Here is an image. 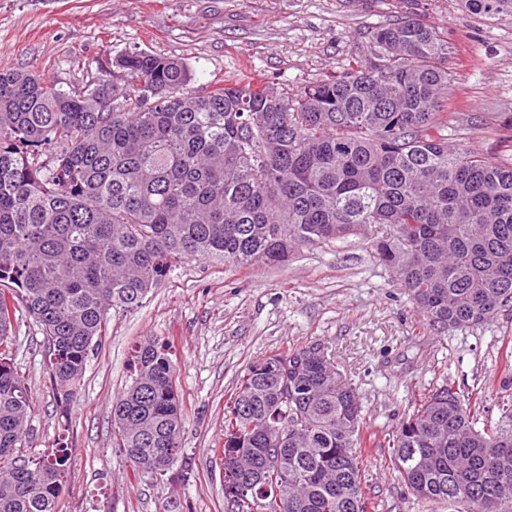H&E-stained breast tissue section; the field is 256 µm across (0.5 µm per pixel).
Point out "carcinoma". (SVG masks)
Here are the masks:
<instances>
[{"label": "carcinoma", "instance_id": "1", "mask_svg": "<svg viewBox=\"0 0 512 512\" xmlns=\"http://www.w3.org/2000/svg\"><path fill=\"white\" fill-rule=\"evenodd\" d=\"M512 16V0H461ZM448 40L408 17L370 33L369 54L297 94L251 81L189 91L186 62L118 57L136 86L64 90L0 72V512H63L70 456L21 451L33 405L13 356L16 313L47 343L62 404L106 336L178 263L278 264L302 247L372 241L437 335L512 312V162L448 147ZM170 343L131 356L112 426L134 468L173 471L186 413ZM364 396L319 345L253 362L224 418L231 512H370L364 458L385 448L418 500L512 512V405L479 429L448 379L378 436Z\"/></svg>", "mask_w": 512, "mask_h": 512}]
</instances>
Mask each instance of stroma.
Returning <instances> with one entry per match:
<instances>
[{
  "label": "stroma",
  "instance_id": "stroma-1",
  "mask_svg": "<svg viewBox=\"0 0 512 512\" xmlns=\"http://www.w3.org/2000/svg\"><path fill=\"white\" fill-rule=\"evenodd\" d=\"M401 16L448 40L456 93L444 110L471 117L449 124V144L512 160V17L478 18L458 0H0V71H29L66 90L111 83L115 58L147 53L184 60L200 95L230 78L295 93L366 56L368 31ZM13 334L34 404L26 454L69 448L64 512H226L227 402L247 367L275 352L328 346L380 431L444 379L472 391L479 425L497 423L512 404V317L434 336L361 236L254 269L217 257L173 267L141 306L112 313L66 410L45 370L40 329L22 318ZM148 337L173 347L188 482L133 471L112 434V399L131 381L133 347ZM364 468L374 512H459L408 495L386 449H371Z\"/></svg>",
  "mask_w": 512,
  "mask_h": 512
}]
</instances>
